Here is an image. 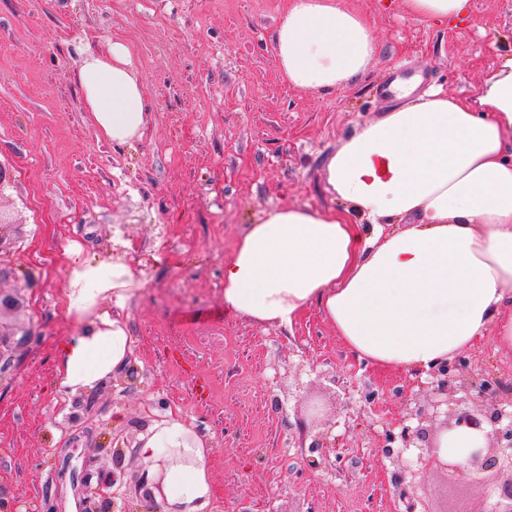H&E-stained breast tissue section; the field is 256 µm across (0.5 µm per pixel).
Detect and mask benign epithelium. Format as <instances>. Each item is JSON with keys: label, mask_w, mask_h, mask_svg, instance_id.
Masks as SVG:
<instances>
[{"label": "benign epithelium", "mask_w": 512, "mask_h": 512, "mask_svg": "<svg viewBox=\"0 0 512 512\" xmlns=\"http://www.w3.org/2000/svg\"><path fill=\"white\" fill-rule=\"evenodd\" d=\"M466 364L442 362L430 371L431 388L435 400L431 407L438 408L448 404V398L461 392L464 397L455 400L450 408L449 422L443 432L448 433L459 427H467L484 432L486 446L472 452L464 461L443 460L438 456V438L426 422L432 419L428 408L419 406L412 411L418 420L415 428L404 427L397 433L385 437L382 452L389 458L402 457L407 448L424 444L430 452L419 457L421 469L441 470L447 476L455 477L461 472L491 474L496 501L491 510L466 509L464 512H512V399L506 398L489 410L469 411L462 408L467 400H479L496 394V384L486 377L465 375ZM415 470H404L397 475L395 486L407 499V512H414V503L410 501L408 488L414 483ZM121 479L113 470L97 472L95 486L89 487L84 512H110L113 505V487Z\"/></svg>", "instance_id": "obj_1"}]
</instances>
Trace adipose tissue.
Here are the masks:
<instances>
[{
	"instance_id": "1",
	"label": "adipose tissue",
	"mask_w": 512,
	"mask_h": 512,
	"mask_svg": "<svg viewBox=\"0 0 512 512\" xmlns=\"http://www.w3.org/2000/svg\"><path fill=\"white\" fill-rule=\"evenodd\" d=\"M294 88L331 92L366 75L376 53L367 17L347 0H285L275 39ZM78 81L101 132L140 137L147 100L121 41L88 53ZM339 208L284 206L251 225L224 264V304L292 323L318 305L337 336L377 369L427 370L492 336L512 347V56L475 100L428 92L365 123L326 165ZM371 232H364V224ZM66 253L56 389L74 400L125 374V309L139 282L123 258ZM140 457L162 512H205L209 450L184 420L154 423Z\"/></svg>"
}]
</instances>
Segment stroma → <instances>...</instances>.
<instances>
[{"instance_id": "obj_1", "label": "stroma", "mask_w": 512, "mask_h": 512, "mask_svg": "<svg viewBox=\"0 0 512 512\" xmlns=\"http://www.w3.org/2000/svg\"><path fill=\"white\" fill-rule=\"evenodd\" d=\"M373 25L368 73L322 93L288 85L274 52L281 0H0V209L17 240L0 293L20 294L0 332L29 330L0 382V512H82L87 474L127 439L112 512L140 508L136 450L157 421L191 423L210 450L207 512H405L394 476L414 465L381 451L385 430L416 426L429 374L381 372L352 353L317 306L292 325L224 307V263L250 225L286 205L335 208L325 165L361 125L393 109L377 88L395 64L421 90L475 99L512 54V0H469L448 22L403 0H349ZM127 43L148 102L143 135L116 145L76 80L81 44ZM108 262L130 243L140 280L127 308L135 384L120 380L79 410L56 393L58 347L71 330L62 283L70 243ZM512 394V350L486 337L462 353ZM320 427H310V406ZM327 445L311 451L316 431ZM428 512L496 500L484 480L427 471Z\"/></svg>"}]
</instances>
